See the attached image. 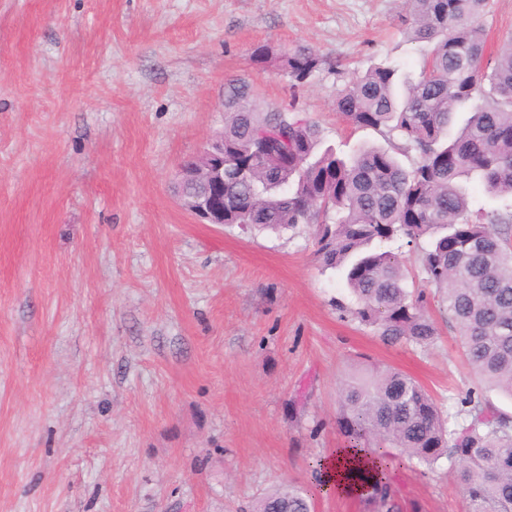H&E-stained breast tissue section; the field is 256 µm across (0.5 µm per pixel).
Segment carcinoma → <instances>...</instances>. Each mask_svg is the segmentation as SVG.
<instances>
[{"label": "carcinoma", "instance_id": "carcinoma-1", "mask_svg": "<svg viewBox=\"0 0 512 512\" xmlns=\"http://www.w3.org/2000/svg\"><path fill=\"white\" fill-rule=\"evenodd\" d=\"M489 0H404L402 22L430 49L418 75L396 65L353 74L336 107L357 127L384 129L410 168L367 147L345 157L320 149L316 124L296 113L258 112L249 85H224V187L183 188L189 198L224 196V223L281 232L304 224L316 255L354 297L351 320L387 341L427 348L439 336L429 305L458 337L479 380L512 398V35L488 52L481 23ZM320 65L307 47L279 70L302 83ZM467 113L452 130L455 115ZM482 187L489 206L478 202ZM417 249L422 288H406ZM338 420L354 447L370 450L386 474L397 450L427 468L444 458L466 485L468 512H512V415L470 391L445 415L419 381L393 367L357 369L341 381ZM322 459L307 485L281 484L252 512H313ZM349 477L371 488L375 512H399L387 482L361 468Z\"/></svg>", "mask_w": 512, "mask_h": 512}]
</instances>
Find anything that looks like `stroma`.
<instances>
[{
    "instance_id": "35a3bbf8",
    "label": "stroma",
    "mask_w": 512,
    "mask_h": 512,
    "mask_svg": "<svg viewBox=\"0 0 512 512\" xmlns=\"http://www.w3.org/2000/svg\"><path fill=\"white\" fill-rule=\"evenodd\" d=\"M259 46L322 64L295 86ZM425 54L398 0H0V512H248L345 447L339 381L378 363L445 412L474 390L512 414L447 326L420 348L340 311L309 227L251 234L175 198L227 80L349 155L393 142L337 112L347 74ZM388 478L401 512H466L447 461Z\"/></svg>"
}]
</instances>
